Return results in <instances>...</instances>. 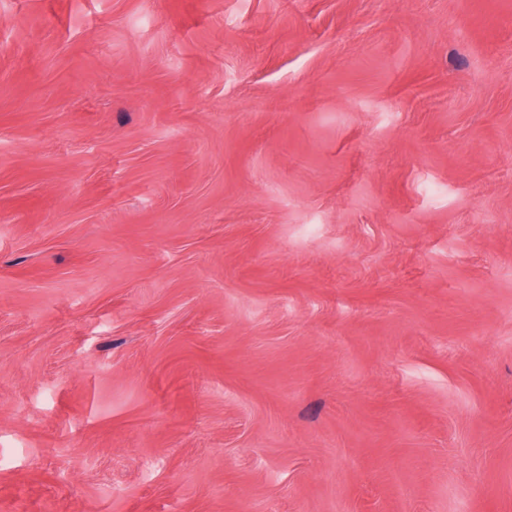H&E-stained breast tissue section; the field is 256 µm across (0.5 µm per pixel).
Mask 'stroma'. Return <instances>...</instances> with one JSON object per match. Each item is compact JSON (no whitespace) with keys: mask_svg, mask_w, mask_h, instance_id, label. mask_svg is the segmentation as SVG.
<instances>
[{"mask_svg":"<svg viewBox=\"0 0 512 512\" xmlns=\"http://www.w3.org/2000/svg\"><path fill=\"white\" fill-rule=\"evenodd\" d=\"M0 512H512V0H0Z\"/></svg>","mask_w":512,"mask_h":512,"instance_id":"stroma-1","label":"stroma"}]
</instances>
